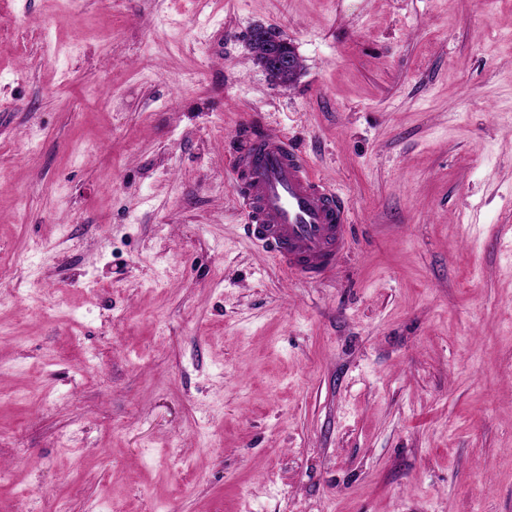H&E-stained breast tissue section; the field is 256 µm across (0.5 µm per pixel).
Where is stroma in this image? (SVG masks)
Instances as JSON below:
<instances>
[{"label": "stroma", "instance_id": "stroma-1", "mask_svg": "<svg viewBox=\"0 0 512 512\" xmlns=\"http://www.w3.org/2000/svg\"><path fill=\"white\" fill-rule=\"evenodd\" d=\"M256 121L350 201L322 282ZM505 224L512 0H0V512H512ZM252 31L248 36L251 51L254 57L260 60L261 64L270 72L273 71L278 75L276 83L282 86L291 85L298 79L302 62L295 51L294 46L288 42L287 46H278L271 44H261L252 37ZM233 157L234 188L248 210L247 232L282 270L317 282L346 249L350 205L315 177L288 139L246 131Z\"/></svg>", "mask_w": 512, "mask_h": 512}]
</instances>
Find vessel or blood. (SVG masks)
Wrapping results in <instances>:
<instances>
[{
	"instance_id": "vessel-or-blood-1",
	"label": "vessel or blood",
	"mask_w": 512,
	"mask_h": 512,
	"mask_svg": "<svg viewBox=\"0 0 512 512\" xmlns=\"http://www.w3.org/2000/svg\"><path fill=\"white\" fill-rule=\"evenodd\" d=\"M234 188L248 210L250 238L292 276L317 282L347 245L350 205L315 177L287 138L246 132L233 157Z\"/></svg>"
}]
</instances>
